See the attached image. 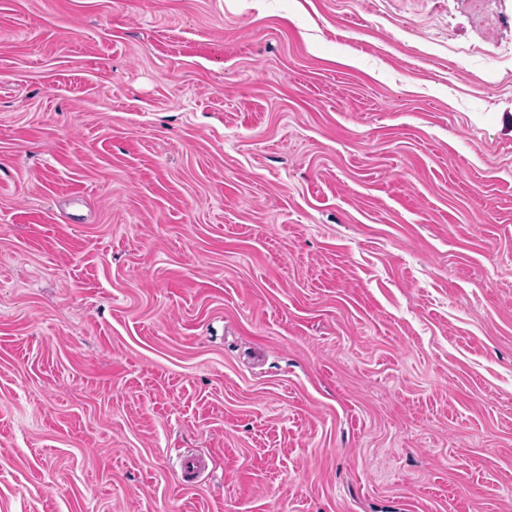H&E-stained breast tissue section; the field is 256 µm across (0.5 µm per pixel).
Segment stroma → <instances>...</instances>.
I'll use <instances>...</instances> for the list:
<instances>
[{
	"mask_svg": "<svg viewBox=\"0 0 512 512\" xmlns=\"http://www.w3.org/2000/svg\"><path fill=\"white\" fill-rule=\"evenodd\" d=\"M0 512H512V0H0Z\"/></svg>",
	"mask_w": 512,
	"mask_h": 512,
	"instance_id": "stroma-1",
	"label": "stroma"
}]
</instances>
